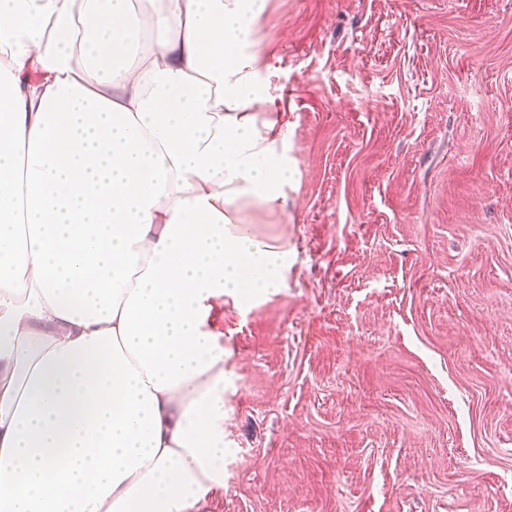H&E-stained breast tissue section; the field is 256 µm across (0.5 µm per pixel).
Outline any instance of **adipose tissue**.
I'll use <instances>...</instances> for the list:
<instances>
[{
	"mask_svg": "<svg viewBox=\"0 0 512 512\" xmlns=\"http://www.w3.org/2000/svg\"><path fill=\"white\" fill-rule=\"evenodd\" d=\"M267 0H0V512H193L224 484L212 313L284 288Z\"/></svg>",
	"mask_w": 512,
	"mask_h": 512,
	"instance_id": "ef3b65f1",
	"label": "adipose tissue"
}]
</instances>
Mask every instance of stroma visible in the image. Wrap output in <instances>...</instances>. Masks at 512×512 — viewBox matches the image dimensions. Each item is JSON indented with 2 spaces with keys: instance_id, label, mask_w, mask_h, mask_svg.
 <instances>
[{
  "instance_id": "stroma-1",
  "label": "stroma",
  "mask_w": 512,
  "mask_h": 512,
  "mask_svg": "<svg viewBox=\"0 0 512 512\" xmlns=\"http://www.w3.org/2000/svg\"><path fill=\"white\" fill-rule=\"evenodd\" d=\"M296 171L194 512H512V0H268Z\"/></svg>"
}]
</instances>
